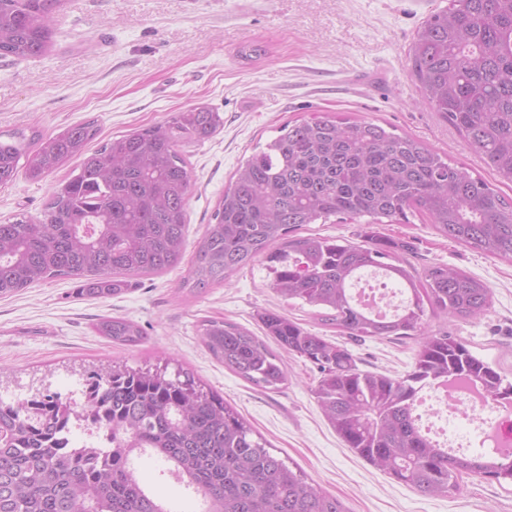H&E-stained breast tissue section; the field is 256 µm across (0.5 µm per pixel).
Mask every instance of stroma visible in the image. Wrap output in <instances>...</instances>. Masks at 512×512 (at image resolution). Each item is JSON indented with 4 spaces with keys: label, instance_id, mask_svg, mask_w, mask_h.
<instances>
[{
    "label": "stroma",
    "instance_id": "1",
    "mask_svg": "<svg viewBox=\"0 0 512 512\" xmlns=\"http://www.w3.org/2000/svg\"><path fill=\"white\" fill-rule=\"evenodd\" d=\"M446 0H64L52 45L41 57L0 60V134L94 122L97 142L166 120L190 104L221 112L224 127L202 143L183 145L193 168L187 241L180 264L163 274L130 279L106 297L78 294V280L38 282L0 297V400L37 392L75 398L84 371L98 365L162 369L190 376L223 396L279 457L343 502L347 512H512V483L466 475L453 496H430L397 482L346 448L311 393L319 372L282 354L286 382L268 391L217 361L201 341L205 321L220 319L263 336L260 317L287 315L317 335L347 346L361 369L401 377L412 370L414 339H353L322 325L312 307L280 296L266 256L226 283L192 296L182 292L195 245L225 186L249 156L288 123L316 112L380 121L448 155L483 177L506 199L500 180L463 136L423 103L410 76L409 48L425 17ZM255 41L261 58L238 48ZM66 170L42 181L25 177L0 186V222L23 213L43 217L45 202ZM301 235L363 242L378 235L406 243L415 268L434 263L465 271L492 291L489 312L455 320L427 312L430 329L450 333L512 382V263L439 233L430 220L367 224L363 220L305 224ZM104 316L137 322L136 347L112 344L94 325ZM136 466L148 489L173 512H197L191 493L165 463L145 455Z\"/></svg>",
    "mask_w": 512,
    "mask_h": 512
}]
</instances>
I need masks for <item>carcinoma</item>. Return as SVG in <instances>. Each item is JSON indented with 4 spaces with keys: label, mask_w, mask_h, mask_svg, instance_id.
<instances>
[{
    "label": "carcinoma",
    "mask_w": 512,
    "mask_h": 512,
    "mask_svg": "<svg viewBox=\"0 0 512 512\" xmlns=\"http://www.w3.org/2000/svg\"><path fill=\"white\" fill-rule=\"evenodd\" d=\"M60 5L0 0V58L46 53ZM409 56L425 100L512 182V0H448L421 23ZM223 127L221 113L191 105L94 151L90 123L46 139L35 132L0 139L1 186L21 171L41 181L81 159L78 172L52 188L43 219L21 213L0 224V296L58 277L83 279L82 295L110 296L128 277L177 266L193 183L179 147ZM416 214L446 237L512 262V201L490 183L392 127L318 112L284 126L240 165L181 288L201 294L265 253L276 292L317 308L322 324L361 338L417 339L412 371L393 378L360 369L347 348L286 315L260 317L267 337L318 369L313 394L346 447L421 493L449 497L463 473L512 480V453L467 456L435 443L415 414L421 392L459 381L512 406V382L461 340L430 331L424 316L430 307L450 318L481 317L491 308V289L444 264L417 272L398 257L402 243L295 234L336 217L408 224ZM274 243L280 248L271 252ZM369 269L382 271L405 298L390 317L355 298L354 282ZM94 329L120 346L143 340L138 323L126 318H101ZM201 339L224 367L257 386L273 391L287 380L279 355L235 323L207 320ZM84 384L105 448L65 447L59 434L77 404L58 394L0 400V512H173L131 465L146 452L202 496L201 512H347L189 377L112 367L88 372Z\"/></svg>",
    "instance_id": "obj_1"
}]
</instances>
